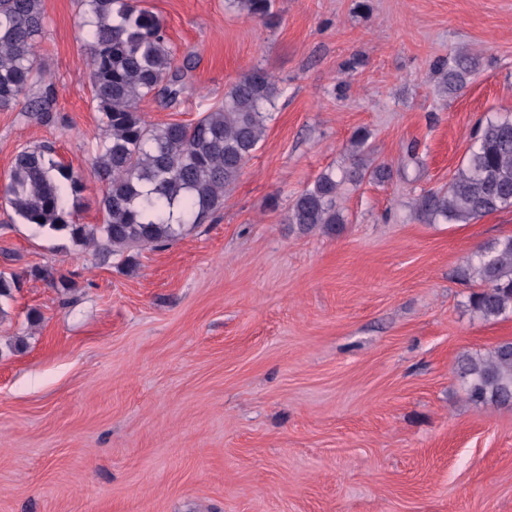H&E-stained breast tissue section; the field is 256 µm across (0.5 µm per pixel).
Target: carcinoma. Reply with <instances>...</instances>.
I'll return each instance as SVG.
<instances>
[{
  "label": "carcinoma",
  "mask_w": 512,
  "mask_h": 512,
  "mask_svg": "<svg viewBox=\"0 0 512 512\" xmlns=\"http://www.w3.org/2000/svg\"><path fill=\"white\" fill-rule=\"evenodd\" d=\"M248 17L272 25L275 0H229ZM80 28L94 100L105 135L94 169L105 188L99 224H79L67 196L82 190L80 178L58 160L50 145L26 147L14 157L0 203L24 224L45 233L65 232L73 242L94 245L107 256L130 260V252L177 238L186 224H199L224 204L246 161L264 138L279 95L272 76L254 67L224 94V103L195 122L150 123L139 104L150 95L175 100L183 72L177 47L161 20L136 0H82ZM46 13L43 0H0V111L23 106L42 122L55 85L46 77L37 51ZM476 62L458 57L439 68L448 91L462 89ZM369 133L356 130L347 166L321 173L297 195L286 220L302 232L334 231L344 218L337 197L346 185L385 182L392 169L370 157ZM179 216L173 217V208ZM512 208V119H491L479 128L474 145L448 187L428 190L415 201L430 224H469ZM464 275L481 291L469 300L484 320L512 312V235L489 244L468 263ZM20 275L0 268V298L19 287ZM471 401L512 406V340L487 354L460 362Z\"/></svg>",
  "instance_id": "1"
}]
</instances>
